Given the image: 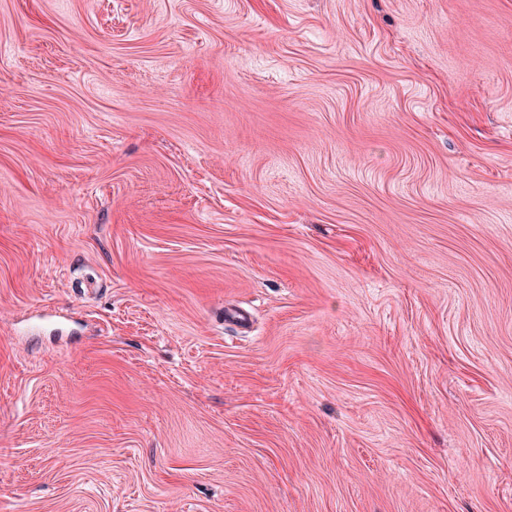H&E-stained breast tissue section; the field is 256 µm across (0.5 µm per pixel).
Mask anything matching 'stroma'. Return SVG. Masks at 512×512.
Returning <instances> with one entry per match:
<instances>
[{
    "mask_svg": "<svg viewBox=\"0 0 512 512\" xmlns=\"http://www.w3.org/2000/svg\"><path fill=\"white\" fill-rule=\"evenodd\" d=\"M0 512H512V0H0Z\"/></svg>",
    "mask_w": 512,
    "mask_h": 512,
    "instance_id": "stroma-1",
    "label": "stroma"
}]
</instances>
